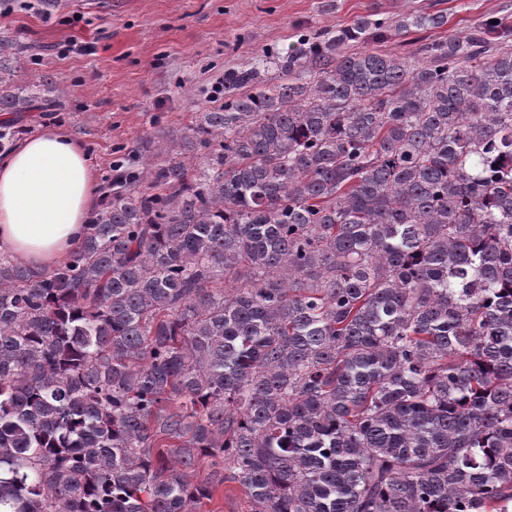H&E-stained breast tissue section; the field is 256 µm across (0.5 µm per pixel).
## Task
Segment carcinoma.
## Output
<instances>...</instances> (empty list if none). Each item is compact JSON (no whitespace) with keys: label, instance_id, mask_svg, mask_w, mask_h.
<instances>
[{"label":"carcinoma","instance_id":"1","mask_svg":"<svg viewBox=\"0 0 512 512\" xmlns=\"http://www.w3.org/2000/svg\"><path fill=\"white\" fill-rule=\"evenodd\" d=\"M494 19L432 39L448 13L372 9L227 70L224 106L121 170L79 250L0 257V512H192L200 456L249 512H512ZM390 30L420 37L394 56ZM41 92L1 87L0 112Z\"/></svg>","mask_w":512,"mask_h":512}]
</instances>
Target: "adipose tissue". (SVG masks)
I'll list each match as a JSON object with an SVG mask.
<instances>
[{
	"label": "adipose tissue",
	"instance_id": "ef3b65f1",
	"mask_svg": "<svg viewBox=\"0 0 512 512\" xmlns=\"http://www.w3.org/2000/svg\"><path fill=\"white\" fill-rule=\"evenodd\" d=\"M98 204L89 158L69 135L32 134L0 156V253L48 269L75 249Z\"/></svg>",
	"mask_w": 512,
	"mask_h": 512
}]
</instances>
